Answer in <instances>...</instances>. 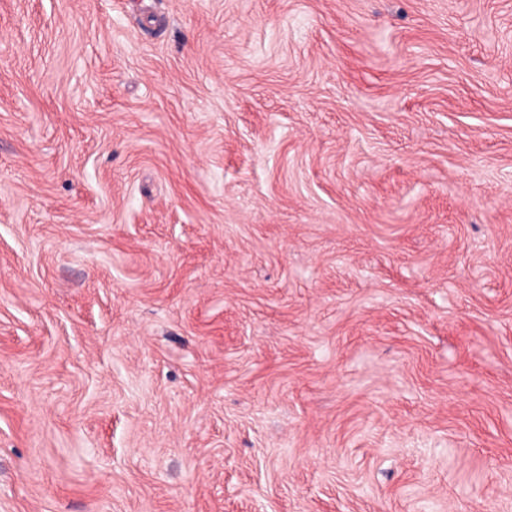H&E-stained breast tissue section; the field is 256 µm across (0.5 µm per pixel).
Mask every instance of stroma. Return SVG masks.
Masks as SVG:
<instances>
[{"mask_svg": "<svg viewBox=\"0 0 512 512\" xmlns=\"http://www.w3.org/2000/svg\"><path fill=\"white\" fill-rule=\"evenodd\" d=\"M0 512H512V0H0Z\"/></svg>", "mask_w": 512, "mask_h": 512, "instance_id": "35a3bbf8", "label": "stroma"}]
</instances>
